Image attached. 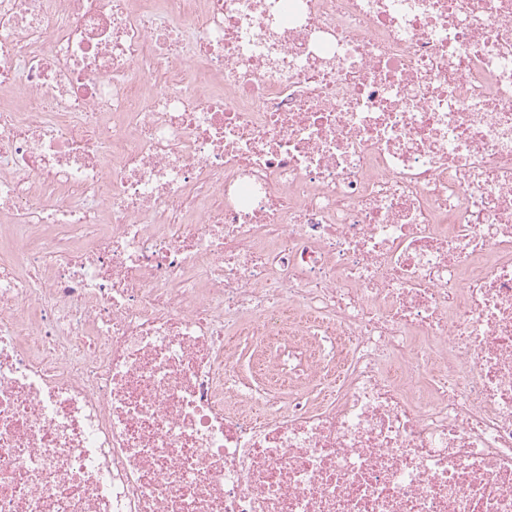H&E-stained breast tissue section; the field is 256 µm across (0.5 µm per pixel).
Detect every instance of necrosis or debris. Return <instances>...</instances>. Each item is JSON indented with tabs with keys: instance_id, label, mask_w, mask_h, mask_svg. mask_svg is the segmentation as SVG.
I'll return each mask as SVG.
<instances>
[{
	"instance_id": "1",
	"label": "necrosis or debris",
	"mask_w": 512,
	"mask_h": 512,
	"mask_svg": "<svg viewBox=\"0 0 512 512\" xmlns=\"http://www.w3.org/2000/svg\"><path fill=\"white\" fill-rule=\"evenodd\" d=\"M0 512H512V0H0Z\"/></svg>"
}]
</instances>
